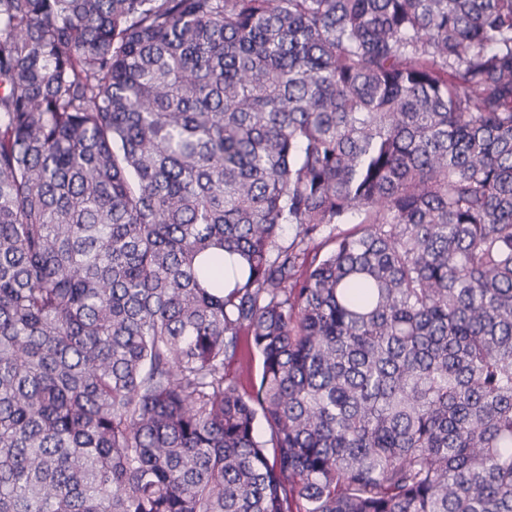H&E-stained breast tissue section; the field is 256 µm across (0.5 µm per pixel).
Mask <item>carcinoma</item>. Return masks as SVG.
Here are the masks:
<instances>
[{
    "label": "carcinoma",
    "instance_id": "obj_1",
    "mask_svg": "<svg viewBox=\"0 0 512 512\" xmlns=\"http://www.w3.org/2000/svg\"><path fill=\"white\" fill-rule=\"evenodd\" d=\"M0 512H512V0H0Z\"/></svg>",
    "mask_w": 512,
    "mask_h": 512
}]
</instances>
